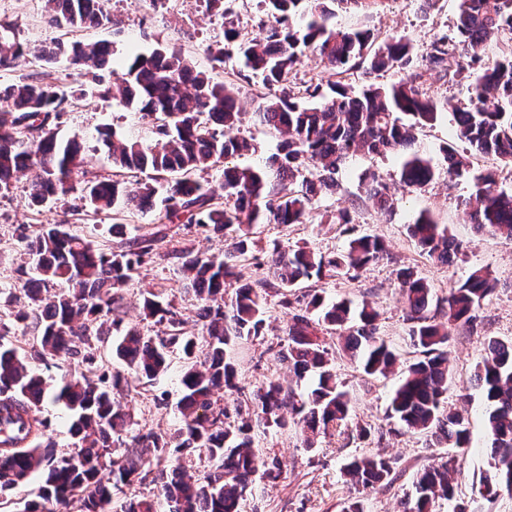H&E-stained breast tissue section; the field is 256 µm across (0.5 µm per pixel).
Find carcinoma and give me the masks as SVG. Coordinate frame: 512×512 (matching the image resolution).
Masks as SVG:
<instances>
[{
	"label": "carcinoma",
	"mask_w": 512,
	"mask_h": 512,
	"mask_svg": "<svg viewBox=\"0 0 512 512\" xmlns=\"http://www.w3.org/2000/svg\"><path fill=\"white\" fill-rule=\"evenodd\" d=\"M46 2L50 23L58 29L117 25L105 7L93 8L92 0ZM329 2L353 10L376 5V0H260L275 19L263 36H249L230 22L224 44L208 47L218 63L242 58L266 89L252 115L276 130L281 141L257 168L233 163L257 151L253 139L226 135L245 116L241 88L195 70L181 49L159 43L120 65L109 42H66L46 55L20 40L18 24L0 23V68L24 55L46 64L66 57L93 81L100 97L136 111L150 131L147 140L113 129L101 133L115 167L149 169L154 175L134 182L117 174L84 181L82 215L160 208V228L149 237L128 238L126 224L115 222L106 244H93L62 224L44 225L27 238L25 260L16 268L19 293L8 295L20 307L12 323L0 324V505L7 493L38 474V499L27 502L24 512H109L113 496L137 484L159 487L162 499L134 495L122 502L121 512H241L257 480L274 482L283 473L278 459L258 449L259 433L294 427L308 449L321 436L364 442L374 432L383 434L370 426H349L351 398L327 343V336L336 334V346L365 374L387 375L399 356L379 336V311L367 301L355 307L344 298L328 301L295 288L364 270L384 257V242L354 236L343 250L329 254L307 246L276 247L267 257L266 277L242 282L238 272L251 252L254 227L304 223L313 200L335 189L336 173L359 150L404 156L401 181L417 190L441 176L414 149V130L436 122L441 104L423 88L420 74L408 72L412 45L391 37L375 48L371 32L336 28ZM505 31L512 34V0H460L456 42L448 44L443 35L426 53L431 65L454 78L464 74L474 86L469 104L453 107L456 139L469 153L446 147L450 179L467 172L474 154L512 164V49L492 61L483 56L485 41ZM307 50L318 53L338 76L363 66L405 75L394 84L358 91L336 82L325 93L321 85L310 84L304 104L284 91L273 93L286 87ZM83 96L80 89L64 90L35 74L0 89V185L30 175L31 204L37 208L75 190L72 176L83 168V146L62 139L59 124ZM221 164L224 194L219 198L196 174ZM307 168L310 176H301ZM365 192L380 209H390V188L376 175L366 177ZM467 215L476 231L512 240V192L498 188L496 171L477 179ZM177 221L220 235L228 245L221 260L186 246L166 253L198 301L201 332L186 331L181 314L162 301L161 293L149 292L142 298L144 318L163 327V335L151 336L125 321V290L134 273L155 258L156 242L166 237L164 225ZM407 231L439 264L450 263L462 247L427 212ZM397 279L408 336L420 357L402 372L387 417L427 434L435 448H465L469 419L448 403V347L454 330L477 331L478 310L494 293L496 280L487 269L475 268L445 298L436 299L413 269L399 270ZM274 294L281 296L289 319L284 342L268 351L288 364L293 379L269 378L249 392L239 385L236 350L264 339L266 305ZM14 328L36 337L35 358L68 363L59 387L33 371L6 339ZM112 331L119 335L117 356L144 384L166 370L169 349L182 352L186 366L174 431L129 432L130 414L115 401L127 378L110 371L97 355L96 343ZM474 381L485 397L491 448L480 489L489 497L512 493V340L488 339ZM48 401H62L71 411V446L62 453L39 416ZM195 458L209 463L201 477L195 475ZM456 463L457 456L446 453L419 471L398 512H431L438 499L448 502V512H463L451 484ZM393 471V462L379 455L352 458L344 476L356 495L343 512H365L359 493L389 482Z\"/></svg>",
	"instance_id": "carcinoma-1"
}]
</instances>
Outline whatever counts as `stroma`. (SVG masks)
Instances as JSON below:
<instances>
[{
	"instance_id": "1",
	"label": "stroma",
	"mask_w": 512,
	"mask_h": 512,
	"mask_svg": "<svg viewBox=\"0 0 512 512\" xmlns=\"http://www.w3.org/2000/svg\"><path fill=\"white\" fill-rule=\"evenodd\" d=\"M106 8L121 21L120 31L109 27L81 29L84 43L108 41L115 60H123L134 51L149 52L163 42L181 47L197 69L208 72L216 80L233 82L242 66L230 60L217 64L207 54L209 45L223 41L224 21L207 11L204 0H106ZM458 12V0H435L432 7H423L421 0H383L367 10H337L333 19L342 29H367L377 39L395 34L410 41L419 57L418 71L425 89L438 100L451 104L431 125L418 129L416 147L423 157L436 166H443V148L453 142L455 121L453 106L467 103L472 95L469 80L446 76L429 65L425 53L437 37L452 34ZM0 20L18 21L20 36L32 47L43 46L55 34L47 24L44 0H0ZM113 127L135 137L147 136L140 119L116 102L89 98L81 109L65 113L60 134L77 138L85 148L88 171L112 173V161L104 147L99 146L97 131ZM472 166L462 177L440 178L424 190L405 186L400 180L401 160L395 155H372L363 151L351 156L336 176L335 194L318 196L305 223L291 227L262 224L252 236V260L242 263L244 279L255 280L267 275L265 263L272 243L294 248L307 244L321 252L342 250L348 235L338 225L327 223V215L337 209H348L353 218V233L373 234L388 247L389 257L369 266L358 278L347 276L323 281L326 297L346 298L353 304L370 302L379 307V334L397 351L403 362L414 361L419 351L407 336L408 324L399 296L397 272L411 267L430 284L436 297H444L450 288L463 281L470 271L485 267L498 281L496 292L478 311L479 326L475 334L454 336L451 345L453 379L448 400L453 407L466 411L470 422V444L458 452L456 471L452 476L455 498L463 502L467 512H512V495L503 493L490 498L479 491V473L490 453L484 426L485 404L474 382V368L489 338L512 339V240L488 232H476L468 222L465 203L474 191V184L485 170L494 168L501 188L512 190V165L494 158L475 156ZM376 174L386 182L393 194L394 206L381 213L367 198L363 181L367 174ZM77 195H70L43 208L31 206L25 177L12 178L0 188V290L14 287L13 271L23 252L24 236L37 224L70 223L72 232L100 243L109 239L112 219L100 216L88 224H71L72 209L82 207ZM429 212L438 224L449 229L463 248L454 261L438 265L427 260L409 238L406 227L420 212ZM162 290L164 301L170 302L186 321L187 331L199 330L198 302L187 293L180 269L158 259L144 265L129 283L126 294V318L139 323L144 331L156 333L150 321L141 319L140 299L143 292ZM270 326L264 342L245 343L238 349L241 386L253 390L267 378L287 377L288 367L268 353V344L283 340V329L289 310L279 296L268 302ZM336 373L346 384L352 399L355 422L380 427L386 423L387 407L399 383L400 371L385 376H365L358 363L343 354H336ZM182 361L172 355L164 375L147 391L130 386L121 396L131 417V431H172L179 424L176 403L179 399ZM259 447L284 465L281 478L262 484L257 495L248 498L242 512H342L349 489L342 475L345 463L353 457L381 454L395 461L396 477L392 484L364 491L368 512H396L400 497L411 490L416 473L431 463L437 448L431 447L425 434L394 426L383 439L365 443L343 438L321 439L316 448H304L295 429L270 431L262 436Z\"/></svg>"
}]
</instances>
